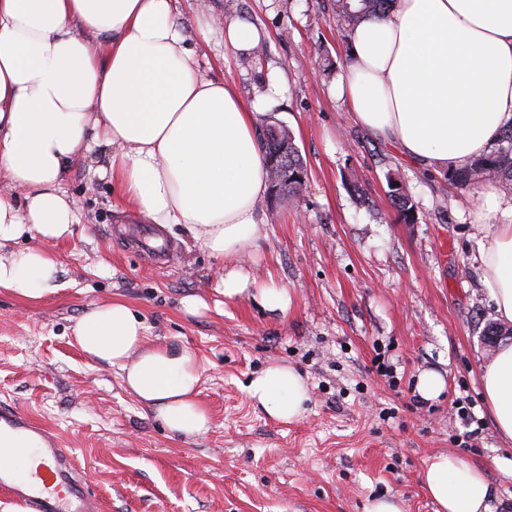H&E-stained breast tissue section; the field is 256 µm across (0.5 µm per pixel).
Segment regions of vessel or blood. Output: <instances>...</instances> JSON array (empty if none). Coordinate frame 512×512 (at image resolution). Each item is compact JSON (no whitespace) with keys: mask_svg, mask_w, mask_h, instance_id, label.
I'll use <instances>...</instances> for the list:
<instances>
[{"mask_svg":"<svg viewBox=\"0 0 512 512\" xmlns=\"http://www.w3.org/2000/svg\"><path fill=\"white\" fill-rule=\"evenodd\" d=\"M0 438L17 452L0 466V490L26 512H99V503L68 449L13 406L0 405Z\"/></svg>","mask_w":512,"mask_h":512,"instance_id":"b4317fda","label":"vessel or blood"}]
</instances>
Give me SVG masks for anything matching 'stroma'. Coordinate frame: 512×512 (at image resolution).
I'll list each match as a JSON object with an SVG mask.
<instances>
[{
	"label": "stroma",
	"instance_id": "obj_1",
	"mask_svg": "<svg viewBox=\"0 0 512 512\" xmlns=\"http://www.w3.org/2000/svg\"><path fill=\"white\" fill-rule=\"evenodd\" d=\"M324 3L180 4L202 69L248 103L276 86L264 112L290 130L306 166L299 200L264 202V235L240 263L252 287L285 289L287 310L250 295L221 302L215 261L181 228L162 232L164 258L144 255L142 221L116 211L111 182L96 173L108 164L102 150L68 174L81 216L73 236L9 245L50 255L60 288L41 299L0 289V403L71 448L101 512H364L375 496L435 512L423 474L439 453L482 469L495 512H512V475L495 463L512 459V443L498 438L480 387L495 313L470 216L474 186L421 170L354 124L335 95L347 28ZM224 16L264 31L258 53L225 49L197 25ZM394 181L413 222L391 203ZM189 297L206 309L187 313ZM113 300L142 316L152 339L196 352L207 434L173 435L120 371L75 346L78 318ZM273 363L307 381L297 421L269 417L244 391ZM425 370L445 380L433 400L415 388Z\"/></svg>",
	"mask_w": 512,
	"mask_h": 512
}]
</instances>
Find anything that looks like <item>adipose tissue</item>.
Instances as JSON below:
<instances>
[{
    "label": "adipose tissue",
    "instance_id": "1",
    "mask_svg": "<svg viewBox=\"0 0 512 512\" xmlns=\"http://www.w3.org/2000/svg\"><path fill=\"white\" fill-rule=\"evenodd\" d=\"M178 13L179 0H0V246L72 237L78 204L64 183L75 163L105 149L98 174L121 211L184 226L221 262L250 253L268 191L261 104L201 69ZM205 27L238 53L261 41L239 17ZM346 51L337 98L420 167L464 168L512 126V0H393L349 30ZM475 196L484 281L498 320L512 323V197L489 181ZM56 274L36 248L0 257V288L23 298L54 293ZM72 332L171 432L208 433L194 350L153 343L119 301L94 306ZM480 381L497 434L512 441V343L484 361ZM246 394L288 423L309 399L305 378L278 363ZM424 481L436 512H491L486 475L455 455L430 458Z\"/></svg>",
    "mask_w": 512,
    "mask_h": 512
}]
</instances>
